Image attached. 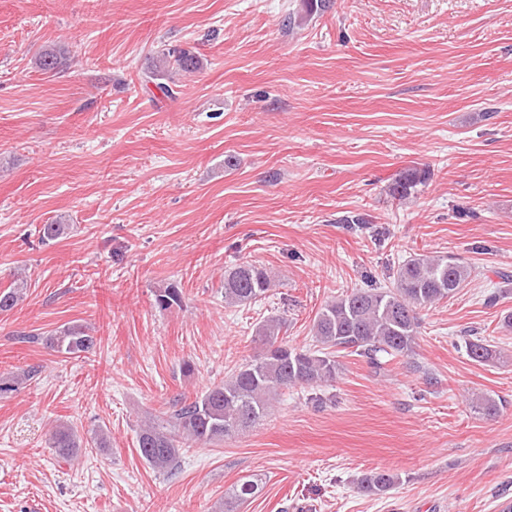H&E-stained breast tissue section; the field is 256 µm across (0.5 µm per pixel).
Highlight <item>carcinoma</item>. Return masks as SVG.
Instances as JSON below:
<instances>
[{"mask_svg":"<svg viewBox=\"0 0 512 512\" xmlns=\"http://www.w3.org/2000/svg\"><path fill=\"white\" fill-rule=\"evenodd\" d=\"M330 7V0H302L300 11L288 15L283 26L301 28ZM44 72H55L67 64V56L55 46L44 47L34 59ZM201 59L190 47L165 44L156 52L143 81L152 83L167 98L175 97L174 76L192 73ZM430 178L425 169H407L393 179L388 194L408 199ZM473 267L455 255H417L400 265L391 288H355L326 303L313 320V348H299L283 340L284 323L268 319L256 330L260 349L231 376L208 387L192 399H178L171 408L148 415L137 432V448L155 472L177 470L186 448L221 442L243 432L265 417L271 402L295 386H319L336 378L337 353L343 351L382 365L381 357L407 356L413 351L420 328L417 309L451 297L471 277ZM272 286L269 272L253 264H242L224 275V304L250 305L266 298ZM155 303L167 310L181 303V291L168 286L157 292ZM52 350L69 355L94 349L96 338L81 325H68L46 337ZM468 357L483 363L496 355L493 345L465 332ZM49 447L57 458L69 460L83 448V440L70 425L61 424L49 435ZM396 476L375 470L362 475V491L385 494Z\"/></svg>","mask_w":512,"mask_h":512,"instance_id":"1","label":"carcinoma"}]
</instances>
